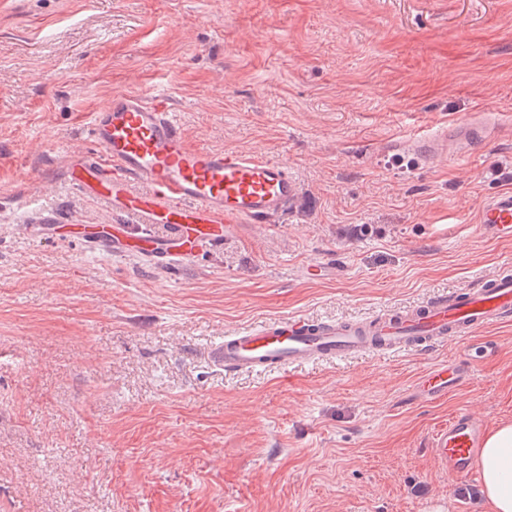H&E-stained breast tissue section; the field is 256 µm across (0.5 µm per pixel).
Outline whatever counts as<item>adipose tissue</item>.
<instances>
[{"label":"adipose tissue","mask_w":512,"mask_h":512,"mask_svg":"<svg viewBox=\"0 0 512 512\" xmlns=\"http://www.w3.org/2000/svg\"><path fill=\"white\" fill-rule=\"evenodd\" d=\"M481 485L492 512H512V421L501 422L485 439Z\"/></svg>","instance_id":"obj_1"}]
</instances>
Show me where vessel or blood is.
<instances>
[{"mask_svg": "<svg viewBox=\"0 0 512 512\" xmlns=\"http://www.w3.org/2000/svg\"><path fill=\"white\" fill-rule=\"evenodd\" d=\"M499 122L462 119L397 144L417 161L447 152H470ZM91 146L71 153L68 178L83 196L133 215L136 225L61 224L46 220L31 230L58 241L79 240L116 257L139 256L169 265L220 247L243 224H264L299 196L286 161L251 153L199 148L185 138L170 98L163 93H112L86 123ZM145 184L133 192L132 183ZM479 233L512 240V191L490 197L477 219ZM512 321V272L485 278L477 287L436 296L423 305L370 319L319 322L302 317L269 321L229 335L212 347L213 364L247 372L405 350L430 351ZM466 363L441 362L413 384L422 401L436 403L464 383ZM486 428L463 409L429 442L437 469L449 484L471 482L479 469Z\"/></svg>", "mask_w": 512, "mask_h": 512, "instance_id": "b4317fda", "label": "vessel or blood"}]
</instances>
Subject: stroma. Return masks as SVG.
<instances>
[{
    "mask_svg": "<svg viewBox=\"0 0 512 512\" xmlns=\"http://www.w3.org/2000/svg\"><path fill=\"white\" fill-rule=\"evenodd\" d=\"M163 92L189 143L287 160L300 193L174 269L27 227L130 224L70 184L88 115ZM487 111L470 155L391 144ZM512 189V0H13L0 11V512H490L428 452L459 409L512 420V323L432 355L262 373L226 334L416 306L512 269L477 234ZM341 259L338 280L304 276ZM484 355L447 399L432 364Z\"/></svg>",
    "mask_w": 512,
    "mask_h": 512,
    "instance_id": "35a3bbf8",
    "label": "stroma"
}]
</instances>
